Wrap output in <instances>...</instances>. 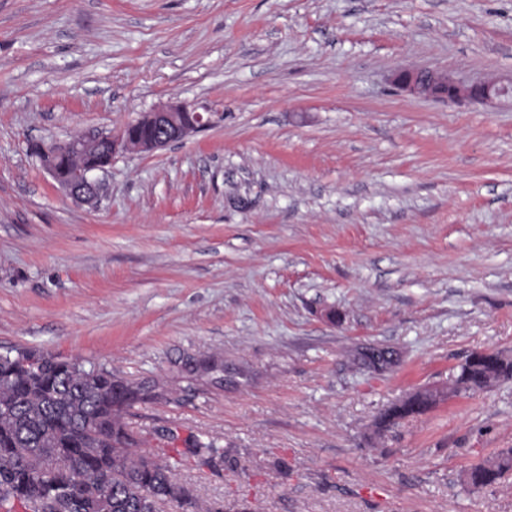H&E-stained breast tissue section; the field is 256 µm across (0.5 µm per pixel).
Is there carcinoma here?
<instances>
[{
  "mask_svg": "<svg viewBox=\"0 0 512 512\" xmlns=\"http://www.w3.org/2000/svg\"><path fill=\"white\" fill-rule=\"evenodd\" d=\"M512 380V360L496 353L468 356L452 375L448 391L423 388L380 413L377 435L409 416L423 415L439 401L475 394ZM154 379L130 380L104 367L86 366L28 350L0 352V512H213L180 482L178 464L216 468L226 450L198 436L166 451L139 450L127 423L139 404L168 395ZM512 470V448L472 464L473 490L499 482Z\"/></svg>",
  "mask_w": 512,
  "mask_h": 512,
  "instance_id": "obj_1",
  "label": "carcinoma"
}]
</instances>
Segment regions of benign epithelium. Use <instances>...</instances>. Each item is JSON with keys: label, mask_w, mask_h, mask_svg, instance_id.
Returning a JSON list of instances; mask_svg holds the SVG:
<instances>
[{"label": "benign epithelium", "mask_w": 512, "mask_h": 512, "mask_svg": "<svg viewBox=\"0 0 512 512\" xmlns=\"http://www.w3.org/2000/svg\"><path fill=\"white\" fill-rule=\"evenodd\" d=\"M394 82L416 96L445 97L450 100L468 98L488 104L512 93V81L495 83L480 81L471 84L455 83L432 69L415 72L400 71ZM206 125L201 114L190 112L181 104L166 107L143 115L136 126L148 131L145 136L129 133L112 137L99 132H85L65 143L46 141L40 143L42 164L50 177L68 195L77 201L92 204L99 194V182L94 178L106 166L100 157L110 155L117 148L141 153L154 152L173 141L184 138Z\"/></svg>", "instance_id": "1"}]
</instances>
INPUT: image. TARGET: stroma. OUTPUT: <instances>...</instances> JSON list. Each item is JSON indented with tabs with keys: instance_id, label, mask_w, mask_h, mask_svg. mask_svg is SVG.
<instances>
[{
	"instance_id": "stroma-1",
	"label": "stroma",
	"mask_w": 512,
	"mask_h": 512,
	"mask_svg": "<svg viewBox=\"0 0 512 512\" xmlns=\"http://www.w3.org/2000/svg\"><path fill=\"white\" fill-rule=\"evenodd\" d=\"M419 68L512 77V0H0V352L169 382L128 423L236 449L179 469L224 512H512V474L465 484L512 448V381L373 433L512 357V99L393 84ZM171 103L208 126L114 153L96 204L32 152ZM186 353L252 379L188 383ZM488 359L475 360L476 352L471 353L459 370L452 375L448 391L438 388H423L411 393L405 400L395 403L380 413L375 422V432L382 435L393 429L409 416L423 415L439 401L461 393L475 394L492 389L503 381L512 380V360L499 353ZM512 470V448L496 457L472 464L467 470V484L472 490L483 489L499 482Z\"/></svg>"
}]
</instances>
